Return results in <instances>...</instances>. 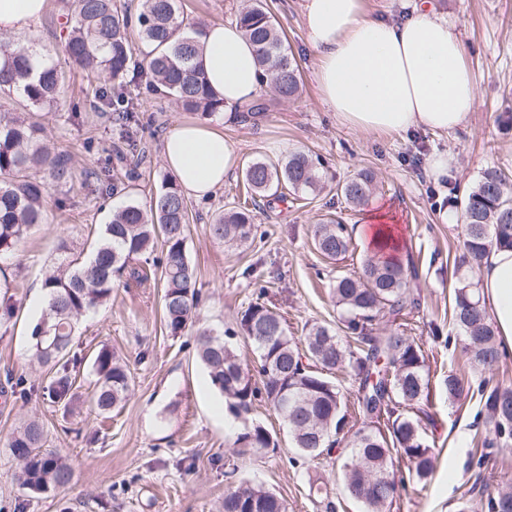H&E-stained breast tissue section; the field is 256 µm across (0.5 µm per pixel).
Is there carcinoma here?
I'll return each instance as SVG.
<instances>
[{
	"instance_id": "carcinoma-1",
	"label": "carcinoma",
	"mask_w": 512,
	"mask_h": 512,
	"mask_svg": "<svg viewBox=\"0 0 512 512\" xmlns=\"http://www.w3.org/2000/svg\"><path fill=\"white\" fill-rule=\"evenodd\" d=\"M236 22L253 45L263 77L283 101L297 97L301 81L288 54L283 34L264 0H251ZM67 36L62 44L74 68L97 73L89 104L110 114L124 148L104 159L89 177L97 183V196L111 198L128 193L125 178L114 176L127 154L143 156V113L128 83L140 81L148 93H162L184 112L212 114L224 107L207 87L197 62L203 26L185 16L183 0H143L137 22L114 8L113 0H72L65 15ZM149 51L138 52L130 29ZM38 43H0V108L17 100L22 111L0 117V259L11 255L20 241L43 223V205L50 183L73 179L71 155L40 145L42 125L38 112L57 104L67 73L45 53V64L33 69L32 53ZM245 181L260 197L286 198L284 190L299 198L323 189L322 177L311 156L294 151L274 163L250 160ZM509 178L497 169L486 170L464 199L463 254L454 266L452 325L462 338L469 360L486 372L499 368L500 351L494 325L471 280L473 264L495 248H512V190ZM375 189L370 171H361L337 186L345 202L357 208ZM189 213L186 200L173 178L162 182L147 208L129 197L112 208L108 223L82 257L70 256L66 239H60L57 265L44 280L46 309L30 332L32 361L54 368L46 384L18 376L11 396L23 403L40 395L69 411L74 402L72 371L77 357H69L78 320L96 311L112 296L116 280L125 285L148 283L162 288L164 325L172 336L194 326L200 305L195 288L197 268L186 253ZM218 240L244 245L254 236L246 207L233 208L209 225ZM315 250L329 261H342L355 251L345 225L318 224ZM369 252L353 273H340L331 288L339 324L314 323L298 341L288 334V324L274 306L253 302L238 319L244 339L256 355V369L239 358L232 344L209 331L196 338V353L211 384L224 396L227 410L238 417L263 399L273 410H288V438L292 448L310 461L348 440V457L341 464L344 494L358 503L361 512H389L395 500V458L411 464L412 475L427 481L435 469V452L424 437L419 405L428 399L427 354L422 344L407 335L408 317L420 307L411 280L414 265L392 255ZM386 320L390 327L379 328ZM96 390L93 406L108 414L128 397L132 376L112 348L100 345L92 357ZM340 371L358 383L353 404L327 375ZM443 391L450 399L477 394L485 410L484 435H474L468 467L481 473L492 449L512 446V386L473 385L457 370L448 369ZM44 423L35 416L23 419L7 447L19 465L18 479L30 492L48 494L71 484L74 470L62 455L46 449ZM278 442L255 423L236 435L234 454L242 458ZM223 512H287L275 492L241 481L224 495ZM485 512H512V482L489 494Z\"/></svg>"
}]
</instances>
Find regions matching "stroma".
<instances>
[{
	"label": "stroma",
	"mask_w": 512,
	"mask_h": 512,
	"mask_svg": "<svg viewBox=\"0 0 512 512\" xmlns=\"http://www.w3.org/2000/svg\"><path fill=\"white\" fill-rule=\"evenodd\" d=\"M69 0H51L49 11L30 29L58 64H65L57 20ZM283 29L301 73L302 91L275 106L258 122L229 120L221 129L234 143L241 162L254 158L278 161L293 151L308 153L319 164L325 189L300 201L256 199L251 205L254 240L230 246L215 240L209 226L237 206L246 194L242 172H234L208 198L189 199L194 216L187 233V255L196 266L200 297L198 328L232 335L244 363L254 361L250 345L236 335V320L250 303L263 299L287 318L292 336L305 325H336L339 312L330 292L337 271H353L358 258L338 263L324 260L313 246L317 224L341 220L357 229L366 211L349 207L336 186L363 170L374 173L376 195L392 205L404 231L403 258L418 269L413 291L421 305L410 320V333L428 354L431 405L421 415L426 438L438 457L427 484H419L409 464L396 460L403 485L391 512H455L468 495L471 512H482L488 489L512 480V447L496 449L483 475L468 469L470 440L484 411L478 398L449 400L442 380L456 367L472 382L512 385V355L490 375L467 361L449 323L453 262L461 253V227L440 220L439 209L461 211L467 190L484 170L496 168L512 177V0H429L432 11L446 19L468 49L477 95L463 128L451 134L417 130L400 136L376 135L343 126L321 102L313 80L315 52L307 42L300 0H268ZM93 76L71 71L57 109L42 112L44 139L55 150L68 151L74 168L65 185H51L44 203V222L30 231L14 254L0 260L11 283V316H0V382L7 375L43 379L47 371L31 360L29 331L34 296L58 257V243L67 240L73 253L88 249L112 200L97 198L84 186V174L120 142L103 115L86 109L80 125L69 120L72 100L89 96ZM144 126L139 136L146 157L137 171L133 197L142 206L169 175L162 142L178 121H199V112H182L164 96L143 94ZM452 158L448 175L435 179L431 156ZM161 292L153 287L116 284L111 300L77 325L75 350L81 359L76 388L84 401L80 415L63 414L42 397L29 403L0 400V512H222L230 485L224 462L233 454L237 433L253 423L264 425L279 446L246 456L239 478L254 481L282 497L288 512H326L309 494L311 484L324 482L335 512H358L336 481V458L304 461L288 447L280 417L265 403L232 418L223 396L211 385L194 351L192 333L169 335ZM108 344L128 363L133 388L125 406L103 418L92 406L94 374L91 359ZM39 416L47 445L67 455L75 478L71 487L35 495L16 480L17 463L6 446L18 421Z\"/></svg>",
	"instance_id": "stroma-1"
}]
</instances>
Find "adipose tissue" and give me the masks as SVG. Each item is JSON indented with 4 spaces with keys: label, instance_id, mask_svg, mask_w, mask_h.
Returning <instances> with one entry per match:
<instances>
[{
    "label": "adipose tissue",
    "instance_id": "1",
    "mask_svg": "<svg viewBox=\"0 0 512 512\" xmlns=\"http://www.w3.org/2000/svg\"><path fill=\"white\" fill-rule=\"evenodd\" d=\"M49 0H0V36L22 34ZM313 78L323 104L347 127L381 134L424 129L447 134L463 127L476 97L462 41L421 4L403 22L374 16L364 0H301ZM198 61L223 100L225 115L244 110L264 85L253 46L239 25L215 23L199 38ZM166 169L185 195L214 194L239 155L209 123H174L162 143ZM483 302L500 349L512 351V249H495L476 265Z\"/></svg>",
    "mask_w": 512,
    "mask_h": 512
}]
</instances>
